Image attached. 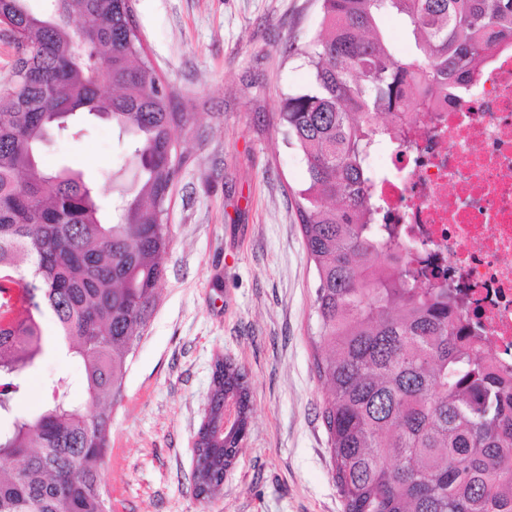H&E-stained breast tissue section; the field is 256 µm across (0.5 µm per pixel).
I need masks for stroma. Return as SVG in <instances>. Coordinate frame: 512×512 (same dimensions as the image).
<instances>
[{
	"mask_svg": "<svg viewBox=\"0 0 512 512\" xmlns=\"http://www.w3.org/2000/svg\"><path fill=\"white\" fill-rule=\"evenodd\" d=\"M156 73L193 113L165 204L172 236L153 316L112 411L103 463L112 512H343L321 418L315 366L316 274L297 211L301 153L279 123L282 101L310 88L302 54L321 0H136ZM94 185L102 207L136 167L106 121L40 153ZM242 367L252 391L244 448L208 501L191 483L214 363ZM64 376L85 401L83 367L54 352L22 377L19 412Z\"/></svg>",
	"mask_w": 512,
	"mask_h": 512,
	"instance_id": "obj_1",
	"label": "stroma"
}]
</instances>
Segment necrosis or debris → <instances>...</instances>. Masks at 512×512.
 <instances>
[{"label":"necrosis or debris","instance_id":"1","mask_svg":"<svg viewBox=\"0 0 512 512\" xmlns=\"http://www.w3.org/2000/svg\"><path fill=\"white\" fill-rule=\"evenodd\" d=\"M432 103L403 116L378 181L381 220L428 279L458 289L491 363L512 367V49H494L456 100Z\"/></svg>","mask_w":512,"mask_h":512}]
</instances>
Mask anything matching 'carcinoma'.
Instances as JSON below:
<instances>
[{
  "label": "carcinoma",
  "instance_id": "cac0c4a2",
  "mask_svg": "<svg viewBox=\"0 0 512 512\" xmlns=\"http://www.w3.org/2000/svg\"><path fill=\"white\" fill-rule=\"evenodd\" d=\"M132 0H51L56 26L26 0H0L14 60L0 83V284L21 307L0 309V512H109L102 463L112 406L123 391L156 304L171 236L164 204L177 175L175 105L145 57L128 49ZM319 30L302 50L311 87L288 95L280 124L306 162L298 212L317 277L316 368L328 390L322 419L344 512H512V371L494 367L448 285L426 283L379 222V175L368 159L400 140L409 83L459 96L498 45L512 46V0H322ZM403 16L414 56L393 51L379 22ZM112 86L105 97L101 86ZM109 116L137 160L132 192L107 220L81 175L44 168V118ZM57 332L48 336L42 319ZM83 367L88 415L67 379L45 388L32 415L14 413L21 373L51 348ZM192 471L196 497L224 484L251 413L246 373L219 360ZM236 416L224 427V406Z\"/></svg>",
  "mask_w": 512,
  "mask_h": 512
}]
</instances>
